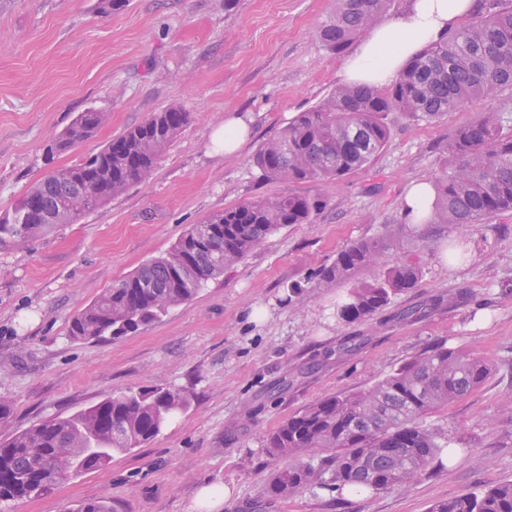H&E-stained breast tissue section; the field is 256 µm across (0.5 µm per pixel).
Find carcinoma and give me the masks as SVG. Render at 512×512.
Listing matches in <instances>:
<instances>
[{
  "label": "carcinoma",
  "instance_id": "carcinoma-1",
  "mask_svg": "<svg viewBox=\"0 0 512 512\" xmlns=\"http://www.w3.org/2000/svg\"><path fill=\"white\" fill-rule=\"evenodd\" d=\"M391 0H336L317 36L332 53L343 51L387 12ZM512 89V0H486L468 22L439 43L424 46L384 88L341 87L298 113L261 146L254 165L284 183L333 184L369 167L391 137L388 115L415 122L448 113ZM188 112H156L98 152L57 168L0 216V245L8 246L57 224H74L131 185L147 181L162 153L181 133ZM101 113L81 112L58 136L64 153L91 137ZM432 209L422 223L481 224L512 211V122L503 110L476 112L448 140V163L431 181ZM325 203L298 194L243 201L189 227L163 256L112 284L71 320L75 340L114 338L136 331L242 261L290 224H311ZM405 228L386 224L375 238L348 243L321 270L317 286L379 269L348 289L337 303L339 320L360 322L418 286L421 261L386 259ZM490 374L489 365L462 351L437 346L401 364L368 389L319 399L267 434L264 448L288 466L267 492L285 498L307 490L378 494L408 488L443 465L448 437L424 424L434 409L466 396ZM187 399L159 384L109 397L66 418H53L0 443V501L41 495L81 473L107 466L115 453L150 443ZM429 512H512V482L465 492Z\"/></svg>",
  "mask_w": 512,
  "mask_h": 512
}]
</instances>
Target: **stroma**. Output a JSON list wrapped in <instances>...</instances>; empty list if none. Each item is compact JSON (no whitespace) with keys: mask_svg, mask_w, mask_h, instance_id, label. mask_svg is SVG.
Masks as SVG:
<instances>
[{"mask_svg":"<svg viewBox=\"0 0 512 512\" xmlns=\"http://www.w3.org/2000/svg\"><path fill=\"white\" fill-rule=\"evenodd\" d=\"M335 0H0V213L56 167L95 152L150 115L189 112L151 178L85 215L0 247V441L131 389L164 384L187 407L150 443L113 455L0 512H73L105 498L114 512H189L203 488L229 487L221 512H428L436 502L512 480V212L482 224H405L403 202L439 174L448 138L481 104L436 124L392 114L372 167L334 185L281 183L253 164L297 113L342 87L344 54L316 31ZM107 113L92 138L49 155L84 111ZM252 136L231 155L212 133L231 116ZM324 199L314 223L271 236L189 301L119 338L77 341L71 318L209 214L252 198ZM406 229L390 259L420 255L417 288L370 320L339 323L343 288L317 287L347 243L387 224ZM466 256L448 258L450 244ZM303 292L288 302V289ZM412 317H404V310ZM356 347L344 351L347 337ZM487 361L489 378L426 421L450 434L454 459L406 489L336 497L267 495L278 461L263 438L321 398L368 388L436 346Z\"/></svg>","mask_w":512,"mask_h":512,"instance_id":"stroma-1","label":"stroma"}]
</instances>
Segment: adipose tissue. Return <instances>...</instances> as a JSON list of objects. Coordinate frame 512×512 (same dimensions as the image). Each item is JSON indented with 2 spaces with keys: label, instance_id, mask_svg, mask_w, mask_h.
<instances>
[{
  "label": "adipose tissue",
  "instance_id": "ef3b65f1",
  "mask_svg": "<svg viewBox=\"0 0 512 512\" xmlns=\"http://www.w3.org/2000/svg\"><path fill=\"white\" fill-rule=\"evenodd\" d=\"M475 7L476 0H410L401 16L377 23L347 57L344 84L375 88L392 84L412 55L445 38Z\"/></svg>",
  "mask_w": 512,
  "mask_h": 512
}]
</instances>
